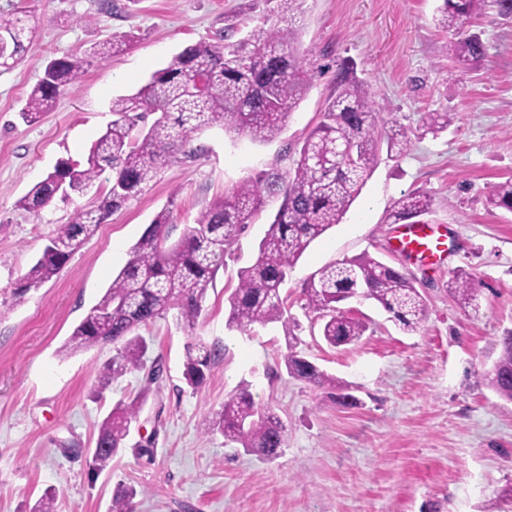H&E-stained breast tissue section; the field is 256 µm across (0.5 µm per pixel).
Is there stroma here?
Listing matches in <instances>:
<instances>
[{"label":"stroma","instance_id":"stroma-1","mask_svg":"<svg viewBox=\"0 0 512 512\" xmlns=\"http://www.w3.org/2000/svg\"><path fill=\"white\" fill-rule=\"evenodd\" d=\"M441 0H302L294 26L312 85L274 141L231 142L205 132L208 151L165 167L75 252L60 273L24 300L14 290L58 225L108 191L104 171L87 192L57 198L41 213L18 200L62 160L83 161L112 120L113 97L128 94L186 46L231 29L233 39L277 20L276 0H0V12L27 10L38 29L27 58L0 73V512H30L46 488L57 512H111L118 486L134 488V512H512V403L490 387L500 340L512 331V213L487 206L492 186L512 176V18L473 19L486 48L472 71L457 67L451 39L436 22ZM128 34L130 46L93 62L53 112L19 118L45 60L83 53ZM353 64L384 121L412 131L398 156L379 162L340 224L310 245L282 293L297 321L298 354L348 387L353 406L330 390L289 377L282 324L241 332L227 325L239 271L282 199H267L227 256L194 330L175 313L141 327L159 362L156 383L133 371L97 390L106 344L71 355L60 348L126 264L154 215L173 208L170 242L227 188L258 172L292 170L297 152L334 93L341 63ZM450 113L439 135H418L425 113ZM412 191L433 199L427 224L448 227V260L426 267L393 248L389 216ZM368 252L399 267L427 306L406 333L379 306L342 303L367 330L333 348L305 313L302 290L320 267ZM471 273L476 307L448 291ZM218 356L200 390L183 380L193 340ZM248 388L255 406H272L288 429L279 456L248 454L208 423L225 399ZM147 398L122 452L100 473L90 463L97 429L114 404Z\"/></svg>","mask_w":512,"mask_h":512}]
</instances>
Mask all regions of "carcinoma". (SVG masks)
<instances>
[{
	"label": "carcinoma",
	"instance_id": "obj_1",
	"mask_svg": "<svg viewBox=\"0 0 512 512\" xmlns=\"http://www.w3.org/2000/svg\"><path fill=\"white\" fill-rule=\"evenodd\" d=\"M276 2L278 21L269 28L236 42L226 41L221 33L192 44L136 92L112 99V122L91 145L84 163L60 162L19 200L20 208L38 211L58 195L65 198L71 192L86 191L104 169L112 170L110 189L80 210L74 220L58 225L22 278L23 284L15 289L17 299L56 276L99 224L178 156L205 152L204 145L195 143L198 135L219 127L232 139L265 143L282 132L306 96L313 73L305 68L296 48L293 17L301 0ZM489 8L512 16V0H444L440 23L452 36L454 59L463 71L480 66L486 58L480 35L468 27L472 18ZM36 37L27 11L0 14V72L24 61ZM126 48V37L114 36L82 56L47 61L19 117L26 124L40 122L54 111L60 95L81 81L93 61H105ZM449 124V113L431 112L419 127L420 135H437ZM410 143L405 128L380 125L366 86L347 70L338 69L335 94L304 140L294 170L286 175L265 170L225 190L224 198L201 210L171 246L166 242L173 210L163 208L60 352L112 344V360L98 370L103 389L127 373L144 369L148 345L137 330L172 309L177 310V320L193 330L209 285L249 219L262 208L265 197L281 192L283 203L259 243L258 256L240 271L238 286L229 297L227 323L241 331L256 324L282 323L287 374L321 388H342L335 378L294 351L297 337L284 319L286 299L281 290L310 244L340 223L377 165L381 149L401 154ZM486 204L511 212L512 178L497 183ZM431 206L428 194L409 193L397 202L394 223L426 214ZM353 289L364 300L378 303L405 332L417 331L425 318V299L406 274L368 253L329 263L315 272L303 295L307 309L319 314L321 336L333 348L358 340L366 331L364 322L337 309L342 295ZM449 292L464 306L476 305L473 279L464 272L454 276ZM214 357L215 350L201 341L187 345L183 377L189 388L202 387ZM489 383L501 399L512 402V334L501 339ZM144 398L141 393L119 401L102 420L91 459L94 470L103 471L125 448ZM208 431L267 459L278 456L287 440L281 418L269 407H256L245 390L224 401ZM135 495L132 487L120 490L112 498V512H133ZM31 512H56L54 489H46Z\"/></svg>",
	"mask_w": 512,
	"mask_h": 512
}]
</instances>
